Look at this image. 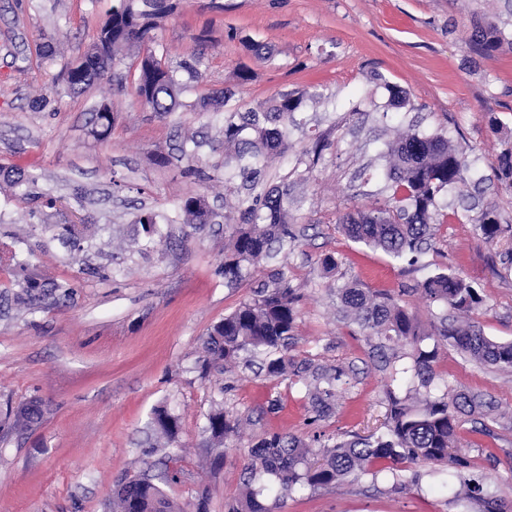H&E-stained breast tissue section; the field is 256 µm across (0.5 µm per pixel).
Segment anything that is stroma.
Segmentation results:
<instances>
[{"instance_id":"35a3bbf8","label":"stroma","mask_w":512,"mask_h":512,"mask_svg":"<svg viewBox=\"0 0 512 512\" xmlns=\"http://www.w3.org/2000/svg\"><path fill=\"white\" fill-rule=\"evenodd\" d=\"M160 22L159 47L169 63H197L202 78L188 93L196 100L229 90L248 108L283 92L317 88L323 101L298 113L293 149L269 172L276 181L295 165L312 166L296 186L300 201L297 240L277 266L301 295L292 353L344 366L348 375L334 412L310 422L305 390L288 378L236 366L201 377L194 364L207 329L231 313L266 280L269 267L234 288L216 272L224 260L225 198L222 120L178 109L166 116L145 111L131 87L136 59L126 54L113 68L125 89L111 84L69 94L63 70L92 43L112 0H0V251L13 249L12 232L25 233L22 247L31 272L70 283L63 299L37 294L17 306L22 276L0 266V406L37 399L43 418L20 438L0 443V512H110L113 486L122 477L149 475L168 497L192 512L200 494L208 512H225L243 492L242 467L251 446L270 432L302 440L379 431L384 390L393 369L362 336L336 318V285L361 280L367 287L402 294L407 307L429 324L430 311L414 288L434 273L454 269L477 284L487 304L478 319L485 333L512 341V272L474 230L485 207L512 223V193L495 178L497 159L512 147V0H172ZM494 21L507 39L502 49L480 55L465 44L471 19ZM262 43L261 59L245 46ZM53 42L55 59L40 47ZM252 78L240 83L238 73ZM409 97L406 108L384 115L386 84ZM45 96L46 107L33 106ZM112 108V130L91 133V114L101 101ZM446 132L466 147L471 183L479 193L461 199L457 190L440 200L456 219L440 225L437 244L423 268L408 271L384 253L354 243L337 228L336 216L355 205L384 204L386 161L382 152L397 131ZM196 136L201 176L188 172L177 146ZM326 147L309 150L315 139ZM164 155L166 164L156 162ZM21 165L37 177L32 192L72 201L90 227L84 249L70 253L55 239L54 210L32 211L20 190L3 177ZM129 186L114 192L113 181ZM207 196L217 217L195 229L170 225L169 242L143 256L129 244L140 237V210L175 217L183 195ZM334 254L335 277L318 260ZM434 370L461 390L487 395L502 419L490 435L464 431L486 484L512 501V372L480 366L451 348ZM241 420L227 442L222 464L212 462L206 432L214 399ZM278 412H268L270 400ZM167 404L180 418L179 446L163 447L149 426L154 407ZM422 487L394 493L385 479L364 476L304 490L275 512H459L452 490L432 488V465L416 466Z\"/></svg>"}]
</instances>
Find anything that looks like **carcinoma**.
Wrapping results in <instances>:
<instances>
[{"label": "carcinoma", "instance_id": "obj_1", "mask_svg": "<svg viewBox=\"0 0 512 512\" xmlns=\"http://www.w3.org/2000/svg\"><path fill=\"white\" fill-rule=\"evenodd\" d=\"M173 8L170 0H114L96 40L66 64L65 81L69 92L79 94L107 76L118 54L136 49L139 65L133 95L140 107L160 116L185 106L224 114V181L239 177L241 185L235 194L237 219L225 220V228L230 230L229 244L218 273L224 276L225 285L233 286L249 278L261 262L273 260L294 246L288 178L270 184L262 174L290 152L289 128L296 123L297 112L306 100H316L320 95L309 90L281 93L245 112L232 104L233 95L223 91L190 104L183 102L182 95L201 78L197 66L184 62L174 67L155 48L159 21ZM468 43L475 51L490 55L502 47L501 32L492 21L474 18ZM388 91L387 101L380 105L385 116L407 102L402 91L391 86ZM110 128L111 108L102 104L95 112L92 133L103 138ZM197 148L194 137L184 138L182 151L189 162L188 172L194 175L201 173L194 166ZM383 157L387 160L386 202L354 206L339 213L336 224L354 242L413 265L436 240L437 226L442 224L438 213L441 193L450 187L462 195L469 192L468 155L451 145L442 131L426 134L409 129L387 144ZM495 177L505 190L512 191L511 148L499 156ZM60 216L63 224L59 225V240L78 247L86 225L70 223L63 212ZM179 216L185 224L209 223L212 211L205 195L186 194L179 205ZM164 222H170V218L154 211L136 216L143 233L142 240L134 242L138 251L155 247L159 226ZM474 229L489 244L512 238V225L501 223L492 209L481 212ZM414 291L439 308L427 331L400 296L387 290L367 288L356 281L334 289L337 312L353 334L364 337L381 353L391 352L394 360L400 358L398 348H409L412 378L406 381L403 395L387 390L385 431L367 437L338 438L331 444L319 435L306 443L286 433L268 434L251 447L242 472L246 492L228 505L227 512H273V507L259 499L261 493L277 504L299 490H315L364 475L374 479L384 475L391 489L403 491L419 485L420 473L415 471L408 478L404 472L420 462L437 467L458 484L454 501L463 512H512L511 501L484 487L461 442L465 418L496 412L498 406L481 394L456 391L445 383L438 385L434 374L440 349L448 346L483 367L512 371V342L485 335L474 318L484 298L460 272L430 275ZM299 298L285 272L271 276L252 297L208 330L196 369L207 377L261 355L266 376H292L305 385L314 420L330 416L347 371L316 358L298 360L290 354ZM426 337L434 340L430 348L422 346ZM41 417L36 400L18 407L8 405L0 410V434L5 438L23 434ZM207 420L206 432L211 447L217 449L215 462L219 464L224 459V440L238 433L239 420L224 411L223 402L217 400ZM152 425L168 444L177 443L179 418L167 406L154 409ZM112 512H182V508L144 476L116 485Z\"/></svg>", "mask_w": 512, "mask_h": 512}]
</instances>
